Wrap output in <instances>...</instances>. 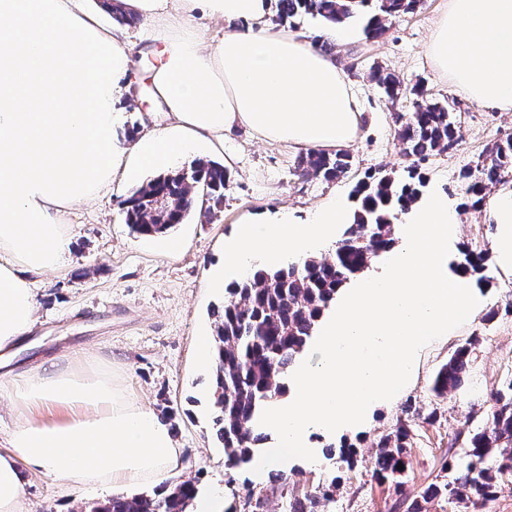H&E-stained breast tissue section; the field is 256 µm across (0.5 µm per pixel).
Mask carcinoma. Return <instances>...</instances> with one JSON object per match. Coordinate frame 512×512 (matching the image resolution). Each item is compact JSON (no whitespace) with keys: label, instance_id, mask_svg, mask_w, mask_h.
I'll return each mask as SVG.
<instances>
[{"label":"carcinoma","instance_id":"cac0c4a2","mask_svg":"<svg viewBox=\"0 0 512 512\" xmlns=\"http://www.w3.org/2000/svg\"><path fill=\"white\" fill-rule=\"evenodd\" d=\"M422 0H277L276 21L294 24L305 16L339 25L358 15L364 19L366 39L382 37L392 19L415 12ZM387 102L394 104L411 94L412 111L393 113L395 136L414 165L397 178L385 170L369 171L352 190L351 222L335 242L330 257L309 256L299 262L260 269L233 284L217 310L213 349V394L216 437L224 448L225 462L237 466L251 460L265 435L260 429L263 409L284 391L280 379L295 364L310 342L319 320L345 284L394 244V220L422 196L425 180L418 164L434 155L454 150L460 143V119L446 99L429 96L416 85L409 89L394 73L377 68L369 74ZM354 156L347 150H308L296 158L295 175L305 181L334 182L347 174ZM184 181L178 171L160 174L124 200L125 223L144 237L166 233L183 223L198 197L217 207L224 201L229 173L224 165L199 159ZM512 176V136L494 144L462 177L474 198ZM487 256L477 247H466L458 269L467 277L483 273ZM478 338L458 346L440 369L432 391L442 396L469 377ZM412 424L400 420L383 435L372 461L377 479L394 486L389 512H427V504L444 499L479 512L494 497L498 480L512 476V376L491 394L485 425L470 434L464 469L451 480L436 479L418 496L405 489L406 454ZM193 479L171 484L155 496H114L85 506V512H174L180 500L194 501ZM334 485L317 486L302 499L290 502L289 512H313L322 498L333 497Z\"/></svg>","mask_w":512,"mask_h":512}]
</instances>
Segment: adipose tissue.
Wrapping results in <instances>:
<instances>
[{
	"mask_svg": "<svg viewBox=\"0 0 512 512\" xmlns=\"http://www.w3.org/2000/svg\"><path fill=\"white\" fill-rule=\"evenodd\" d=\"M151 29L160 63L150 73L163 122L144 119L119 140L133 44L104 26L88 0H0V357L10 358L33 322L30 275L56 268L69 250L65 217L112 186L161 173L196 142H222L245 128L295 149L349 146L361 130L341 68L319 45L273 24L272 0H122ZM223 22L209 37L196 15ZM429 51L465 99L512 112V0H446ZM495 258L512 274V190L486 200ZM346 216L339 204L310 223L243 224L216 270L219 282L250 275L256 258L282 262L331 242ZM22 405L71 410L28 419L0 448V512H23L26 470L91 485L161 481L176 466L173 433L129 403L110 378L72 372L21 376Z\"/></svg>",
	"mask_w": 512,
	"mask_h": 512,
	"instance_id": "1",
	"label": "adipose tissue"
}]
</instances>
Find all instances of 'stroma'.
<instances>
[{
	"instance_id": "obj_1",
	"label": "stroma",
	"mask_w": 512,
	"mask_h": 512,
	"mask_svg": "<svg viewBox=\"0 0 512 512\" xmlns=\"http://www.w3.org/2000/svg\"><path fill=\"white\" fill-rule=\"evenodd\" d=\"M443 4L444 0H424L415 13L393 20L386 34L373 42L366 40L358 20H350L351 41L332 46L341 67L353 60L358 63L351 84L364 114L362 132L349 147L355 162L344 177L301 181L293 174L297 151L240 129L225 136L223 152L214 154L202 146L179 160L182 168L198 159L229 162L230 181L220 208L198 201L187 220L165 234L144 238L130 230L123 208L128 193L121 189L75 206L66 219L70 250L64 261L31 278L37 310L31 331L13 350V371L55 365L108 376L132 402L155 415L174 411L179 463L167 472L166 481L198 477L199 493L224 495L232 512H252L251 501L257 497L265 501L263 512H288L289 500L330 483L336 486L334 496L320 503L317 512H388L394 493L374 478L371 459L381 436L408 405L419 410L421 418L412 427L406 488L415 494L433 482L455 435L467 426L484 424L491 391L512 375V315L502 313L512 305V275L504 274L495 261H488L478 288L485 310L498 309V316L488 322L483 313L476 314L424 346L399 395L375 403L359 426L311 434L316 459L283 463L285 480L280 484L255 481L248 463L226 467L213 429L212 371L201 363L199 351L202 337L213 333L212 311L222 306L226 295L214 268L224 256L225 242L242 223L282 213L304 223L334 201L350 208V193L365 172L382 167L399 177L409 166L395 137L392 113L409 111L410 101L386 104L368 79L374 67L388 68L405 86L423 85L434 97L455 103L462 121L460 146L429 158L421 171L427 188L437 189L460 208L450 242L449 272H456L464 245L493 252L496 228L486 212L461 208L467 186L461 171L512 134V112L457 96L451 78L428 54ZM129 36L136 52L133 93L124 103L125 125L130 128L160 106L149 92V74L159 63L157 46L145 24L130 26ZM475 335L480 341L469 379L445 397L435 398L431 386L439 369L457 346ZM431 412L435 420L426 421ZM58 416L56 409L23 406L1 391L0 448L6 447L17 423ZM344 445L355 448L354 465L341 462L338 450ZM112 494V489L44 471L27 474L24 486L28 512H82L87 503Z\"/></svg>"
}]
</instances>
